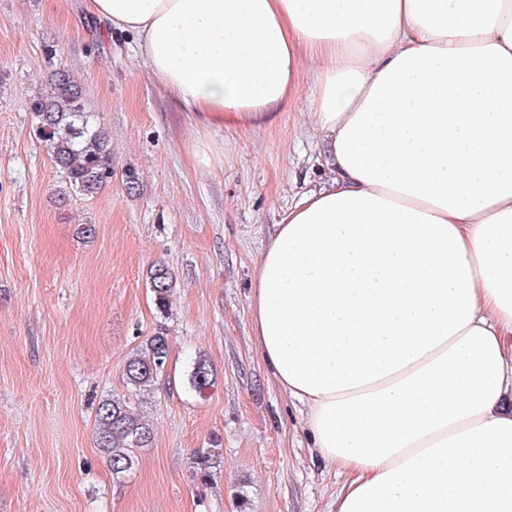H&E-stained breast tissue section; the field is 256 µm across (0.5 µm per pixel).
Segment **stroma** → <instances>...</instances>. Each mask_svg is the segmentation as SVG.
Returning a JSON list of instances; mask_svg holds the SVG:
<instances>
[{"label": "stroma", "mask_w": 512, "mask_h": 512, "mask_svg": "<svg viewBox=\"0 0 512 512\" xmlns=\"http://www.w3.org/2000/svg\"><path fill=\"white\" fill-rule=\"evenodd\" d=\"M60 70L109 139L112 179L94 195L71 189L34 132L31 102ZM302 107L258 128L202 126L87 0H0V512H333L345 478L313 448L250 322L258 255L328 176ZM200 143L219 151L212 169L197 165ZM156 264L173 276L163 311ZM159 331L163 372L128 390L127 359ZM199 357L213 370L200 392ZM112 396L154 430L119 484L94 441ZM202 450L216 454L205 481L189 469Z\"/></svg>", "instance_id": "1"}]
</instances>
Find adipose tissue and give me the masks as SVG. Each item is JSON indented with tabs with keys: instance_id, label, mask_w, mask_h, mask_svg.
<instances>
[{
	"instance_id": "1",
	"label": "adipose tissue",
	"mask_w": 512,
	"mask_h": 512,
	"mask_svg": "<svg viewBox=\"0 0 512 512\" xmlns=\"http://www.w3.org/2000/svg\"><path fill=\"white\" fill-rule=\"evenodd\" d=\"M204 126L302 98L331 176L250 318L336 512H512V0H88Z\"/></svg>"
}]
</instances>
